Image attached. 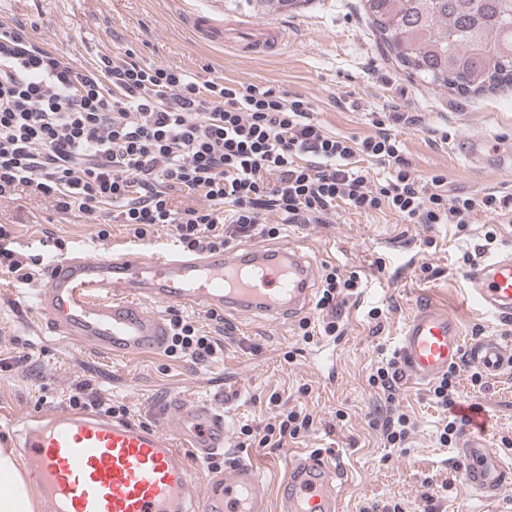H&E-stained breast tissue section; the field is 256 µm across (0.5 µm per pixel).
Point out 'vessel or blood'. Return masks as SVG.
<instances>
[{
    "label": "vessel or blood",
    "instance_id": "1",
    "mask_svg": "<svg viewBox=\"0 0 512 512\" xmlns=\"http://www.w3.org/2000/svg\"><path fill=\"white\" fill-rule=\"evenodd\" d=\"M205 43L264 55L284 47L286 29H225L209 15L191 21ZM512 155V138H473L465 157L484 166ZM465 279L481 309L512 318V253L472 267ZM317 269L293 246L255 245L193 255L76 252L52 260L31 302L50 331L119 357L159 351L168 343L163 309L230 312L249 318L292 320L313 301ZM469 357L487 374L512 369V347L486 338L465 345L459 324L434 304H420L399 337L404 381L426 384ZM462 423V477L483 498L512 485V463L489 451V418L458 403ZM18 446L49 512H267L266 487L252 465L234 462L204 483L191 476L189 458L208 459L228 443L223 411L209 403L175 401L159 425H142L86 410L28 417ZM280 484L281 512H341V462L292 451Z\"/></svg>",
    "mask_w": 512,
    "mask_h": 512
}]
</instances>
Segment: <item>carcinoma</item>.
<instances>
[{
    "label": "carcinoma",
    "mask_w": 512,
    "mask_h": 512,
    "mask_svg": "<svg viewBox=\"0 0 512 512\" xmlns=\"http://www.w3.org/2000/svg\"><path fill=\"white\" fill-rule=\"evenodd\" d=\"M301 0H237L257 15ZM388 56L410 77L460 95L512 87V0H365Z\"/></svg>",
    "instance_id": "obj_1"
}]
</instances>
